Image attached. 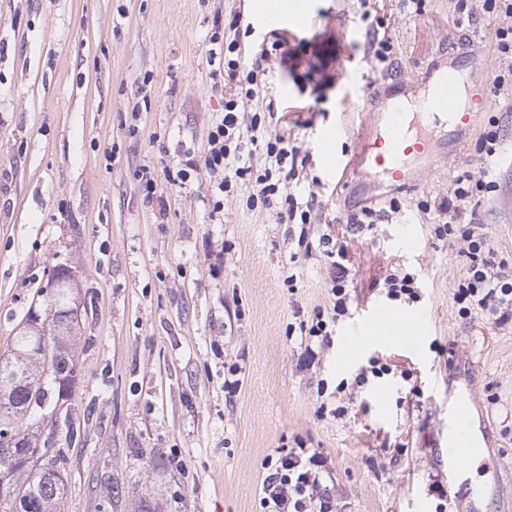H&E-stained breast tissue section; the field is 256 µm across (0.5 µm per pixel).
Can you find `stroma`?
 Wrapping results in <instances>:
<instances>
[{"label":"stroma","mask_w":512,"mask_h":512,"mask_svg":"<svg viewBox=\"0 0 512 512\" xmlns=\"http://www.w3.org/2000/svg\"><path fill=\"white\" fill-rule=\"evenodd\" d=\"M306 2L312 26L285 31L288 62L266 74L265 98L321 184L311 236L331 234L352 268L350 313L310 364L288 325L294 311L327 305L329 259L289 264L299 225L249 206V188L225 196L219 223L206 172L181 186L161 177L183 151L203 157L224 109L208 64L215 24L242 17L247 53L260 49L251 0H0V356L56 264L75 271L84 305L71 338L80 433L60 442V512H261L265 458L299 438L330 458L338 512H469L467 491L480 487L484 512H512V323L461 318L453 289L464 259L435 236L433 209L461 171L482 177L480 142L497 131L499 189L475 212L512 259V93L494 94L479 127L450 139L415 189L367 171L338 184L318 149L335 129L334 156L351 154L393 80L422 90L441 54H457L474 79L507 72L512 58L496 45L504 14L483 0ZM374 38L390 45L383 71ZM144 166L158 172L165 206L146 203L135 176ZM366 206L385 219L350 227ZM213 250L224 253L216 271ZM402 270L419 275L418 302H388L383 281ZM376 307L424 314L419 349L380 337L343 358ZM241 351V390L228 399L224 363ZM373 356L398 375L352 383L344 415L321 412L318 383L352 382ZM463 384L492 445L441 500L429 486L447 483L448 390Z\"/></svg>","instance_id":"35a3bbf8"}]
</instances>
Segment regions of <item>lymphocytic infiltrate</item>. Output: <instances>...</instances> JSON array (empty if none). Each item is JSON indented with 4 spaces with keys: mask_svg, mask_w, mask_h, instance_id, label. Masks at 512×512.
<instances>
[{
    "mask_svg": "<svg viewBox=\"0 0 512 512\" xmlns=\"http://www.w3.org/2000/svg\"><path fill=\"white\" fill-rule=\"evenodd\" d=\"M229 34L213 32L209 50L218 66L212 72L217 83L228 84L231 94L224 101V113L214 122L207 135V151L202 163L210 177L212 215L224 211V195L237 185L252 189V205L273 210L278 223L306 225L311 221L314 185L293 190L299 181L309 154L288 137L273 130L274 112L264 110L265 61L272 52L287 53L288 42L279 33H272L270 48L260 56L247 60L245 47L238 34V23H231ZM254 103V111L239 107L240 101ZM264 150L262 173H254L251 158ZM186 158L179 166L163 169L166 181L185 184L196 165ZM496 181L474 179L470 172L459 173L453 180L446 199L437 206L443 215L437 225L438 238L463 240L461 250L466 259V272L453 297L462 315H481L497 323L512 320V264L490 248L488 233L466 214L476 193L497 191ZM317 246L330 261V308H316L311 322H300L299 330L306 336L328 344L337 322L349 312L346 284L351 268L344 247L334 246L330 235L319 236ZM267 475L262 482V512H336V501L325 493L323 483L331 475L326 457L319 449L305 445L277 448L274 457L265 462Z\"/></svg>",
    "mask_w": 512,
    "mask_h": 512,
    "instance_id": "1",
    "label": "lymphocytic infiltrate"
}]
</instances>
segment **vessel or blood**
<instances>
[{
	"label": "vessel or blood",
	"mask_w": 512,
	"mask_h": 512,
	"mask_svg": "<svg viewBox=\"0 0 512 512\" xmlns=\"http://www.w3.org/2000/svg\"><path fill=\"white\" fill-rule=\"evenodd\" d=\"M429 91L418 104L417 112H408L403 101H396L377 117L376 125L368 138L362 139L358 149L350 156L347 168L368 167L393 173L397 180L409 188L416 187L417 169L425 167L433 152L428 141L420 133L418 123L432 126H448L454 134L472 129L480 119L472 108L473 103L489 106L491 84L464 85L458 67L446 64L431 68L428 72ZM399 324V317L386 311L374 310L352 332L349 345L359 348L369 336L371 328L379 322ZM470 395L460 391L448 399L450 427L448 431V468L461 471L483 448L485 439L474 429L469 410Z\"/></svg>",
	"instance_id": "obj_1"
}]
</instances>
